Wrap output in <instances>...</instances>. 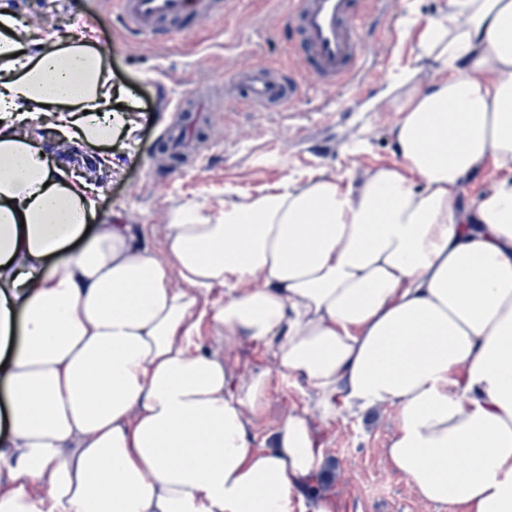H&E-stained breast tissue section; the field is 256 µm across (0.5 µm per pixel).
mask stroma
Masks as SVG:
<instances>
[{"mask_svg": "<svg viewBox=\"0 0 512 512\" xmlns=\"http://www.w3.org/2000/svg\"><path fill=\"white\" fill-rule=\"evenodd\" d=\"M443 0H390L377 16L361 21L369 71L362 89H339L303 81L291 107L247 111L224 95L234 71L267 62L292 63L281 29L282 0H237L221 16L169 36L125 37L101 18L95 0H0L19 23L41 20L29 30V49L64 44L92 32L112 84L133 96L139 128L133 139L112 146L116 169L97 176L105 185L98 220L145 225L143 244L161 249L165 216L188 203L215 214L225 201L257 194L315 173L345 175L353 167L399 163L391 135L396 114L381 99L402 70L414 67L416 34L409 22L438 12ZM198 100L195 121H174L173 103ZM202 351L221 359L235 381L268 373L271 390L263 409L250 417L255 449L289 414L308 411L322 445L326 469L313 479L308 500H330L335 512H450L420 498L391 465L386 450L398 425L396 409L358 417H322L301 380L282 381L276 345L227 336L211 320L195 328Z\"/></svg>", "mask_w": 512, "mask_h": 512, "instance_id": "35a3bbf8", "label": "stroma"}]
</instances>
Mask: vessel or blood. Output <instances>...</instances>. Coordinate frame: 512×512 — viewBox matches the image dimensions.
Returning a JSON list of instances; mask_svg holds the SVG:
<instances>
[{
	"instance_id": "obj_1",
	"label": "vessel or blood",
	"mask_w": 512,
	"mask_h": 512,
	"mask_svg": "<svg viewBox=\"0 0 512 512\" xmlns=\"http://www.w3.org/2000/svg\"><path fill=\"white\" fill-rule=\"evenodd\" d=\"M385 0H288L282 22L291 38L288 70L257 63L238 69L234 100L253 110L292 104L301 93L296 77L305 74L329 87L359 77L363 45L359 22ZM230 0H112V14L125 35L170 34L194 20L226 13Z\"/></svg>"
}]
</instances>
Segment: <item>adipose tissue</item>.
Instances as JSON below:
<instances>
[{"mask_svg":"<svg viewBox=\"0 0 512 512\" xmlns=\"http://www.w3.org/2000/svg\"><path fill=\"white\" fill-rule=\"evenodd\" d=\"M412 25L437 75L384 94L400 163L182 206L160 254L95 224L100 188L36 136L103 166L133 138L100 51L83 34L29 53L0 12V512H332L304 505L323 462L307 412L253 450L268 374L234 382L200 350L215 286L211 320L277 344L320 413L397 409L388 459L422 499L512 512V0Z\"/></svg>","mask_w":512,"mask_h":512,"instance_id":"1","label":"adipose tissue"}]
</instances>
